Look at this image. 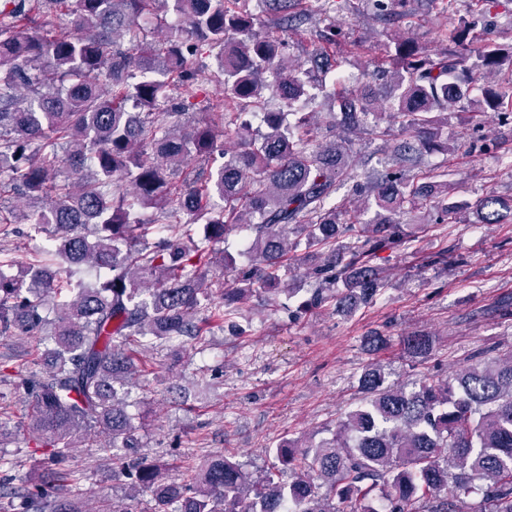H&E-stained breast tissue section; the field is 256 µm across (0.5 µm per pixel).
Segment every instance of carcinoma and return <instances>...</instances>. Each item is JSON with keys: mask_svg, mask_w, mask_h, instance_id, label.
Wrapping results in <instances>:
<instances>
[{"mask_svg": "<svg viewBox=\"0 0 512 512\" xmlns=\"http://www.w3.org/2000/svg\"><path fill=\"white\" fill-rule=\"evenodd\" d=\"M226 2L0 0V196L44 200L36 223L52 226L57 241L29 263L27 278L0 270V335L45 329L53 342L46 367L23 379L32 410L21 422L44 447L34 470L51 479L1 475L0 512H81L66 492L77 480L68 463L80 447L108 454L150 494L143 512H336L337 499L352 512H379L382 499L386 512H512V350L504 357L496 346L410 389L369 363L359 377L363 401L331 440H284L271 449L288 481L271 470L253 481L226 453L177 480L141 454L126 404L135 370L129 346L197 340L200 313L230 321L235 305L259 289L293 295L279 271L301 247L315 284L308 306L348 313L383 287L372 257L398 242L399 215L462 212L453 188L435 175L359 180L353 136L363 117L398 123L407 138L389 149L413 163L423 151H452L440 115L458 103L512 108V83L494 79L512 70V47L481 44L465 25L434 54L393 34L385 48L391 65L376 67L386 74L385 94L368 84L335 96L343 136L320 143L317 112H296L293 122L286 112H254L267 90L289 108L311 102L307 73L285 56L282 40L257 32L265 21L249 0ZM274 2L283 31L304 16L303 0ZM161 14L177 23L150 39L142 20ZM63 17L75 33L53 32ZM211 53L216 72L192 67ZM153 73L176 76L177 87ZM208 81L224 87L236 111H209L199 99ZM196 106L206 113L185 125V111ZM257 115L267 128L260 136L252 131ZM221 124L224 141L238 149L218 144ZM216 153L223 162L204 189L173 182ZM65 166L71 177L62 179ZM342 180L374 209L373 222L328 205ZM475 214L479 224L512 221V197L488 195ZM241 224L249 235L234 257L220 245ZM91 270L88 282L81 274ZM49 307L53 321L44 316ZM400 345L419 361L432 352L423 333Z\"/></svg>", "mask_w": 512, "mask_h": 512, "instance_id": "1", "label": "carcinoma"}]
</instances>
